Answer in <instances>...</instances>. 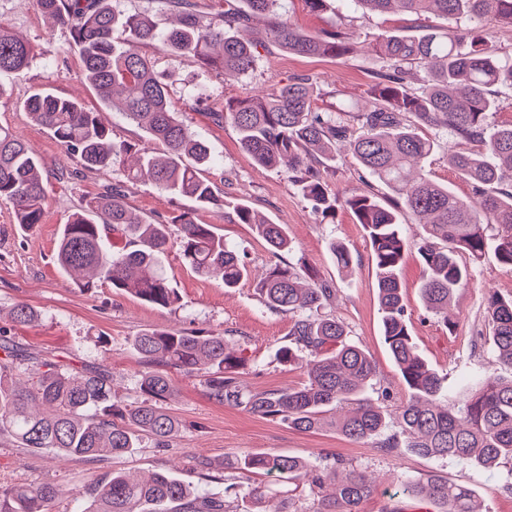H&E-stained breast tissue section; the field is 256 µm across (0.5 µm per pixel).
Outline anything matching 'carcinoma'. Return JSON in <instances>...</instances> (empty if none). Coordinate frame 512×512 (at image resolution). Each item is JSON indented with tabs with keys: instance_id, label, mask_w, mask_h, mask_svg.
<instances>
[{
	"instance_id": "obj_1",
	"label": "carcinoma",
	"mask_w": 512,
	"mask_h": 512,
	"mask_svg": "<svg viewBox=\"0 0 512 512\" xmlns=\"http://www.w3.org/2000/svg\"><path fill=\"white\" fill-rule=\"evenodd\" d=\"M43 13L69 30L79 49L83 80L104 103L118 108L148 137L164 145L161 153L141 149L133 165L126 156L133 146L112 141L99 114L76 99L35 92L23 107L47 128L65 150L88 169L123 168L131 180H149L160 189L206 207L219 202L203 178L210 162L208 147L196 139L172 109L169 83L139 48L161 42L171 53L204 68H215L226 80H238L254 66L256 45L235 30L254 16L270 18L274 46L299 56L346 60L353 46L336 30L311 35L280 12V0H241L221 19L206 21L191 0L177 4L178 24L159 30L140 15L117 10V0H38ZM370 12L397 6L418 17L427 14L467 23L446 30L421 29L413 34L384 32L369 42L381 59L370 100L359 112H316L313 87L296 77L261 92H245L224 102V121L237 130L241 148L263 168L287 166L321 220L333 221L339 209L350 211L366 232L375 263L382 333L388 352L408 389V399L388 415L371 396L376 376L371 356L354 343L333 313L336 289L317 273L290 263L272 267L259 282L265 307L291 316L288 345L279 361L299 365L307 380L283 390L251 392L239 384L244 360L228 347L221 332L195 329L148 330L132 339L143 366L144 399L123 407L112 398V375L92 368L78 376L63 366L42 362L33 386L12 381L18 350L0 336V435L21 448L49 449L62 457L101 461L132 453L147 435L166 448L180 425L162 407L177 388L170 371L203 375L210 399L279 420L306 432L325 427L352 440H377L390 452L398 448L421 456L459 459L477 469L492 470L512 462V374L484 380L486 370L465 374L450 399L447 377L429 366L410 333L399 271L406 252L417 247L426 278L421 295L429 311L454 326L450 307L471 279L458 253L480 260L493 253L512 269V124L495 126L490 117L499 108L495 88L512 85V58H505L490 35L495 26L512 27V0H350ZM122 29L121 42L112 39ZM31 59L27 41L0 24V74L25 67ZM446 132L456 141L448 163L472 186L464 198L430 179L425 160L435 141L420 126ZM475 149H460L463 144ZM347 147L367 183L370 176L395 196L382 206L370 190L357 189L339 198L329 193V163L336 147ZM0 202L8 204L19 227L30 231L43 223L46 189L40 159L12 132L0 128ZM241 224H252L268 248L291 251L285 225L275 224L243 203L233 206ZM420 224L424 235L412 244L402 225ZM126 239L112 252V235ZM168 243L166 225L153 224L132 212L125 195L109 188L90 199L86 208L62 225L57 241L58 267L90 288L93 280L133 294L147 303L169 307L180 302L159 269L158 255ZM177 244L190 268L201 275L218 273L224 287L235 288L247 277V265L212 225L183 216ZM336 269L353 271L348 247L329 245ZM19 325L37 320L30 306L11 310ZM487 335L472 340V355L491 344L495 361L512 371V297L497 293L485 302ZM224 469L264 474L288 485L308 488L309 512H360L375 490L362 471L336 458L313 463L277 452H240L224 458ZM406 494L443 506L442 512H480L470 486L430 475L400 480ZM60 490L49 483L0 488V512H50ZM81 512H236L224 496L200 497L175 475L155 472L143 480L114 471L93 481V496Z\"/></svg>"
}]
</instances>
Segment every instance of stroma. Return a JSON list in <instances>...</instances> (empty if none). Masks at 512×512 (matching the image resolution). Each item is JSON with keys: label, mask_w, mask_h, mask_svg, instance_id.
<instances>
[{"label": "stroma", "mask_w": 512, "mask_h": 512, "mask_svg": "<svg viewBox=\"0 0 512 512\" xmlns=\"http://www.w3.org/2000/svg\"><path fill=\"white\" fill-rule=\"evenodd\" d=\"M281 10L305 32L339 29L351 34L358 45L356 52L340 61L328 56L292 55L272 47L259 51L243 79L228 81L220 72L200 69L172 55L162 44L142 48L157 70L168 76L179 119L211 149L213 160L203 177L222 202L203 208L189 198L164 192L150 181H127L119 168L84 169L49 130L30 119L22 103L33 91L45 89L76 99L89 111L103 112L113 140L139 146L148 142L146 133L122 112L104 111L98 95L81 78L77 48L58 54L69 34L62 28L51 29L37 0H0V21L33 49L26 68L0 76V83L8 89L0 98V127L20 135L40 157L47 195L44 221L30 231L19 230L11 207L0 203V335L11 337L26 357L17 369L21 380L36 382L34 362L38 359L77 371L102 367L112 374L117 401L134 405L142 399V367L131 348L133 336L148 328L202 329L224 332L238 356L244 358L238 379L245 389L261 392L298 386L305 380L303 370L278 360L291 319L267 310L257 290L271 267L289 262L313 268L338 288L335 314L347 326L351 339L371 356L376 389L385 395L382 405L387 412H395L407 400V388L383 341L375 269L362 225L343 209L337 211L335 223H323L299 184L285 173L257 166L242 150L233 125L214 122L212 115L223 111L225 100L241 95L244 89L259 90L296 76L311 79L315 111L330 112L339 106L363 108L380 63L365 52L362 41L384 31L412 32L420 21L400 11L364 12L347 0H327L322 10L314 13L302 0H282ZM421 132L436 142L425 163L431 179L448 185L460 196H470V184L448 164L447 133L426 126ZM112 184L123 185L135 213L168 225L172 240L161 256V266L181 298L180 305H151L105 281L83 289L57 266L55 248L61 225L80 211L87 199ZM237 202L284 225L291 251L272 253L252 225L238 223L231 210ZM187 213L197 223L213 225L225 243L244 257L249 274L237 288L227 289L220 276H201L187 265L175 242L180 219ZM333 241L353 252L357 264L352 275L337 271L329 252ZM458 260L469 266L472 277L454 300L457 325L452 329L423 303L420 288L426 270L416 250L407 251L400 269L407 323L414 341L421 355L446 374L452 386L471 361L472 336L484 327L486 295L494 291L512 296V270L503 268L493 255L475 261L463 252ZM19 303L37 311L34 323L17 326L11 322L9 312ZM174 379L178 391L164 408L179 422L181 431L169 447H156L154 440L145 436L134 454L87 463L52 451L20 448L0 437V487L50 483L61 490L52 512H79L93 479L115 469L136 477L167 470L204 497L223 491L234 476L226 474L221 481L204 478L194 470V458H208L220 468L225 456L235 452L274 451L309 460L340 458L362 469L374 481L376 491L363 502L361 512H419L426 506L424 500L405 495L397 478L402 474L420 478L430 473L472 487L484 512H512V490L504 487L506 469L484 472L459 461L422 458L403 451L384 453L372 441L351 440L332 430L301 432L280 421L215 403L206 394L203 377L178 373ZM429 509L441 512L436 505Z\"/></svg>", "instance_id": "stroma-1"}]
</instances>
